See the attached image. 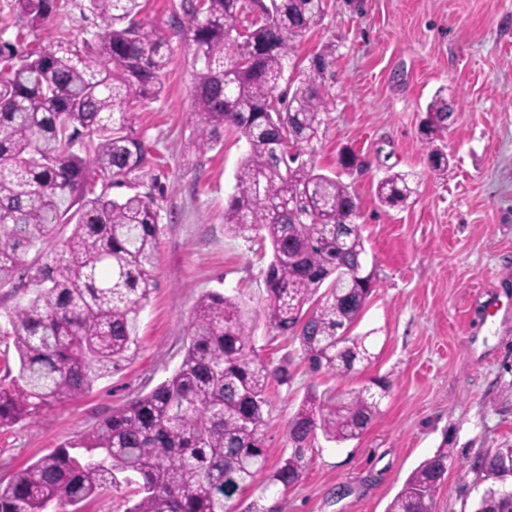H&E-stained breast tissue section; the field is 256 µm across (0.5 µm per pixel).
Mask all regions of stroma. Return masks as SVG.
Segmentation results:
<instances>
[{
  "instance_id": "35a3bbf8",
  "label": "stroma",
  "mask_w": 512,
  "mask_h": 512,
  "mask_svg": "<svg viewBox=\"0 0 512 512\" xmlns=\"http://www.w3.org/2000/svg\"><path fill=\"white\" fill-rule=\"evenodd\" d=\"M179 0H146L144 29L169 36L162 92L133 101L129 121L148 152L149 175L165 189L154 265L156 287L140 317L134 357L91 391L44 416L0 429V480L90 430L167 379L183 360L194 306L209 291L242 297L253 310L255 345L290 379L271 382L265 446L269 466L287 455L285 426L304 396L388 377L381 413L357 439L317 437L304 479L282 497L284 512H385L404 481L440 449L452 451L433 512H474L485 482L481 459L512 446V0H327L321 20L296 43L279 83L288 92L328 41L330 110L314 144L324 173L340 150L359 157L345 175L378 282L356 333L373 359L349 377L311 373L297 340L265 319L262 271L271 257L261 232L224 229V207L246 143L232 131L199 153L188 119L197 65L172 36ZM61 8L40 44L101 31ZM455 100L439 140L453 160L428 166L420 140L425 108L439 87ZM418 182L413 204L381 206L375 187L388 170Z\"/></svg>"
}]
</instances>
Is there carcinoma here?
I'll list each match as a JSON object with an SVG mask.
<instances>
[{
  "label": "carcinoma",
  "instance_id": "cac0c4a2",
  "mask_svg": "<svg viewBox=\"0 0 512 512\" xmlns=\"http://www.w3.org/2000/svg\"><path fill=\"white\" fill-rule=\"evenodd\" d=\"M325 0H180L176 34L192 42L195 111L189 120L204 153L234 129L247 149L224 208L236 236L264 232V314L297 337L312 372L350 376L373 353L353 335L377 283L368 266L359 203L342 180L357 157L340 151L333 175L302 159L326 124V80L336 45L316 52L290 97L275 94L294 43L324 14ZM103 32L23 49L0 40V288L27 295L6 315L5 335L17 373L0 385V427L42 415L90 391L132 358L139 317L156 286L159 209L148 191L121 198L96 193L90 170L113 184L140 186L148 162L131 128L133 100L161 91L168 40L143 31L142 0H82ZM22 27L37 35L57 0H14ZM448 88L426 106L421 140L428 162L448 172L434 145L447 129ZM414 175L389 172L376 184L381 205L403 208L416 194ZM72 226L56 240L57 226ZM55 243L49 255L46 245ZM36 258L29 261L30 252ZM45 260H39L40 256ZM248 304L210 291L196 303L189 344L173 374L112 410L89 431L0 482V512H79L121 485L134 487L125 512H282L280 494L299 484L317 433L343 443L359 438L380 413L392 384L374 379L327 398L306 396L288 419V455L270 468L264 442L274 378L254 344ZM451 451L426 459L386 512H432ZM512 459L501 448L482 459L492 480L476 512H512L495 477Z\"/></svg>",
  "mask_w": 512,
  "mask_h": 512
}]
</instances>
